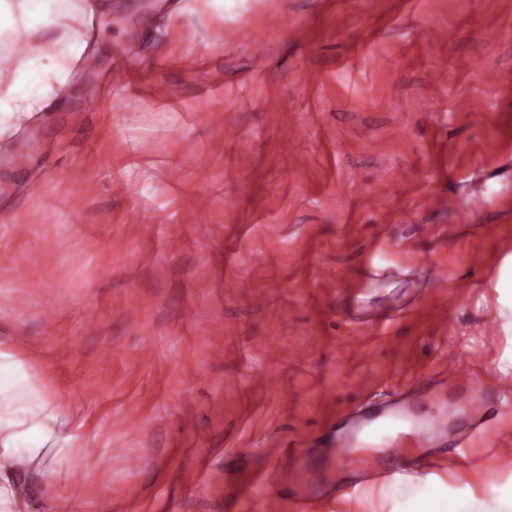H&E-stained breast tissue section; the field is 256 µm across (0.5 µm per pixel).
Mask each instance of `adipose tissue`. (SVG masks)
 <instances>
[{"instance_id": "adipose-tissue-1", "label": "adipose tissue", "mask_w": 512, "mask_h": 512, "mask_svg": "<svg viewBox=\"0 0 512 512\" xmlns=\"http://www.w3.org/2000/svg\"><path fill=\"white\" fill-rule=\"evenodd\" d=\"M108 0H0V34L15 51L0 54V145L43 118L69 86L75 65L90 53L88 27ZM34 350L0 336V512H33L23 484L51 487L47 462L80 458L81 415L56 401L33 363ZM418 494L402 512H484L475 491L457 497L444 474L417 477Z\"/></svg>"}]
</instances>
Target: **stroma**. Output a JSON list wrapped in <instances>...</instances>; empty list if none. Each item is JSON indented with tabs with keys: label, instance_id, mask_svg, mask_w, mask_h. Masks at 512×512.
<instances>
[{
	"label": "stroma",
	"instance_id": "obj_1",
	"mask_svg": "<svg viewBox=\"0 0 512 512\" xmlns=\"http://www.w3.org/2000/svg\"><path fill=\"white\" fill-rule=\"evenodd\" d=\"M112 2L95 67L0 155V326L85 418L80 463L33 500L299 512L300 482L310 512H399L409 474L444 467L496 512L512 477V456L485 465L512 442L497 368L512 299L495 290L512 254V0H227L221 15L168 0L148 26ZM451 353L480 414L431 400ZM406 383L412 421L443 425L420 453L377 456L405 479L361 497L371 477L330 443L358 401L382 416Z\"/></svg>",
	"mask_w": 512,
	"mask_h": 512
}]
</instances>
